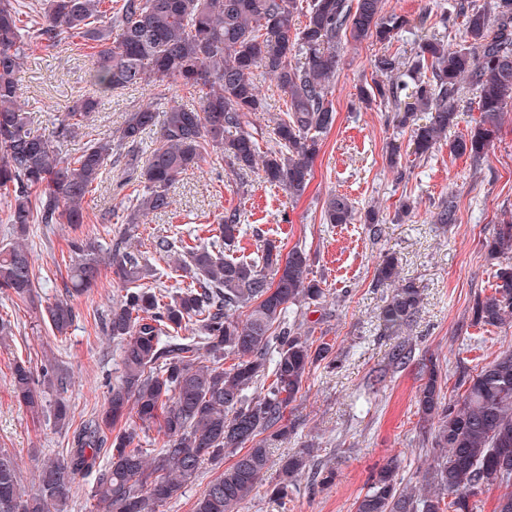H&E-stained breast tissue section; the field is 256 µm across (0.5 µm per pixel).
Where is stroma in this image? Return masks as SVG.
Here are the masks:
<instances>
[{"mask_svg":"<svg viewBox=\"0 0 512 512\" xmlns=\"http://www.w3.org/2000/svg\"><path fill=\"white\" fill-rule=\"evenodd\" d=\"M451 3L384 0L387 13L427 19L424 29L402 34L395 50L413 55L424 34L460 43L458 27L439 23ZM381 51V44L369 40L344 45L332 96L336 122L322 138L310 185L301 198L257 174L251 176L247 192H239L231 175L206 162L172 188L170 210L148 215L130 240L158 269L164 288L179 286L183 279L169 258L155 252L156 237L174 234L190 243L205 242L230 209H239L248 226L235 243L238 254L255 251L252 231L259 228L284 249L298 244L314 256L312 272L326 293L316 330L333 344L340 364L331 373L320 367L310 372L287 409L288 435L271 450L273 468L268 476L276 478V463L309 444L316 450L315 464L334 470L335 480L315 492L307 478H300L281 502L271 496L268 485H261L240 512H354L368 476L387 462L399 461L403 476L413 477L426 468L429 455L419 441L416 395L422 378L416 359H433L442 374V391L449 397L464 373L512 350V324L496 329L471 323L475 298L490 292L495 283L496 262L483 243L495 224L512 219V108L505 112L498 136L483 158L453 155L443 144L430 158L414 164L408 180L397 181L387 164L386 146L391 139L404 143L408 137L396 133L387 108L365 106L357 97L359 87L371 85L372 60ZM91 60L90 49L82 45L50 53L30 51L20 94L37 133H51L73 99L92 93L86 81ZM163 96L187 107L198 104L197 98L176 87L124 90L101 107L94 133L117 130L129 112ZM121 168V163H113L84 203L83 233L108 249L124 231L121 213L138 196L134 187H118ZM337 194L347 197L358 213L376 210L379 238H372L367 225L358 222H325L326 202ZM448 195L456 199L458 221L444 230L433 222V203ZM407 203L414 209L405 216L401 210ZM108 207L116 215L104 224L100 214ZM72 235L65 224L30 227L25 244L43 304L66 296ZM387 254L394 257L400 278L413 281L422 292L414 322L397 338L384 334L378 320L389 289L377 285L375 273ZM117 288L106 269L89 293L70 298L77 318L63 337L53 336L40 311L0 292V318L12 326L11 335L0 337V448L15 457L23 489L35 485L33 451L49 457L65 453L74 429L103 409L106 381L120 374L118 346L103 330ZM400 340L411 348L415 361L398 367L390 364L388 353ZM19 358L36 370L49 360L66 369L70 380L57 396L69 407L68 425L55 426L48 415L30 413L16 402L9 380Z\"/></svg>","mask_w":512,"mask_h":512,"instance_id":"1","label":"stroma"}]
</instances>
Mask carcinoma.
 <instances>
[{"instance_id":"carcinoma-1","label":"carcinoma","mask_w":512,"mask_h":512,"mask_svg":"<svg viewBox=\"0 0 512 512\" xmlns=\"http://www.w3.org/2000/svg\"><path fill=\"white\" fill-rule=\"evenodd\" d=\"M299 0H35L23 20L19 0H0V190L9 198L8 222L18 238L28 226L86 223L83 203L96 190L112 157L124 160L120 185L142 186L138 204L125 217L124 236L151 213L167 212L170 192L188 171L215 154L241 186L262 178L295 197L310 183L322 137L334 125L332 86L342 41L374 39L390 45L411 21L383 11V0H311L305 22L295 27ZM451 17L461 20L466 44L424 39L415 55L375 56L378 79L359 99L394 112L398 129L410 128L419 112L428 123L411 128L414 159L428 158L448 141L450 153L479 159L496 139L504 112L512 107V0H454ZM81 39L93 49L89 72L94 92L68 106L50 134H36L19 94L27 52L53 51ZM412 74L413 85L400 80ZM270 77L287 96V110L273 120V145L261 150L254 119L264 111L258 77ZM175 85L199 106L171 104L160 112L153 101L129 113L116 133L94 138L68 157L58 143L95 122L106 97L140 85ZM475 92L480 119L474 128L447 139L458 102ZM157 130L156 144L143 149V134ZM387 157L404 179L401 145ZM354 207L344 196L325 208L328 224H350ZM434 223L456 222V205L444 198ZM219 234L205 245H176L166 237L159 252L175 253L176 269L191 279L178 288L151 287L155 270L139 254L106 251L95 239L69 240L72 265L65 298L42 312L59 336L77 314L69 297L95 286L109 266L121 285L105 322L119 341L121 374L108 385L103 410L74 431L72 448L37 467L36 489L24 494L13 456L0 450V512H67L80 478L97 473L90 500L95 512H163L195 480L207 462L234 461L210 481L194 512H237L268 472L270 448L288 433L285 413L302 390L311 367L324 361L336 369L333 347L314 343L307 311L322 308L325 292L312 276L309 251L288 252L265 240L252 258L227 250L241 232V213L224 214ZM493 257L504 256L492 292L478 297L472 322L501 327L512 319V222L494 225L485 240ZM377 283L391 285L379 313L390 336L414 321L421 292L399 280L393 257L376 269ZM36 278L30 252L19 241L0 248V290L35 304ZM190 335L181 336L179 332ZM234 363L224 366V359ZM426 377L417 400L422 444L432 462L422 479L405 482L394 461L369 478L355 512H479V496L506 487L496 512H512V350H506L458 382L451 401L442 394L436 364L419 362ZM17 401L34 413L51 408L58 424L67 420L61 401L47 394L68 383L55 362L37 375L24 360L11 368ZM139 428L116 430L129 408ZM159 423L163 446L151 454L138 430ZM109 466L99 468L102 453ZM314 448L305 446L282 461L272 495L288 497L297 477L311 467Z\"/></svg>"}]
</instances>
